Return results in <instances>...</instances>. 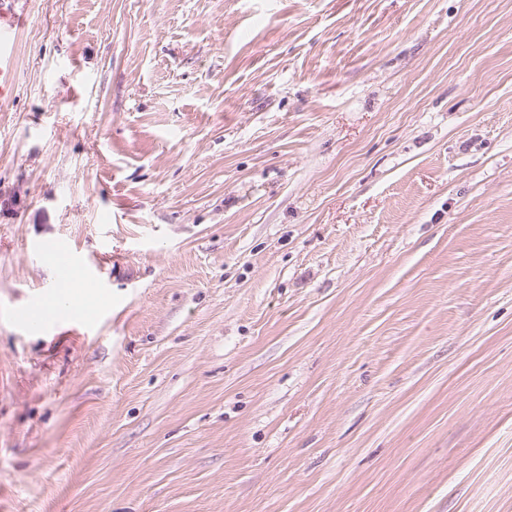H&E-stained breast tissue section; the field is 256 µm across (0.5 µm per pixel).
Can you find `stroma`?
<instances>
[{
	"instance_id": "stroma-1",
	"label": "stroma",
	"mask_w": 512,
	"mask_h": 512,
	"mask_svg": "<svg viewBox=\"0 0 512 512\" xmlns=\"http://www.w3.org/2000/svg\"><path fill=\"white\" fill-rule=\"evenodd\" d=\"M31 8L0 512H512V0ZM38 255L55 272L56 286L54 288L58 289L61 286L81 288L85 294L101 297L100 281L96 276L82 271L71 247L65 242L39 248ZM58 298L57 290H50L25 310V319L32 328H40L50 319Z\"/></svg>"
}]
</instances>
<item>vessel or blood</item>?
Wrapping results in <instances>:
<instances>
[{
	"label": "vessel or blood",
	"mask_w": 512,
	"mask_h": 512,
	"mask_svg": "<svg viewBox=\"0 0 512 512\" xmlns=\"http://www.w3.org/2000/svg\"><path fill=\"white\" fill-rule=\"evenodd\" d=\"M31 18L30 0H0V103L12 95L18 69V46L21 34ZM38 255L50 265L56 277V289L45 292L25 310V319L32 328L42 327L50 319L61 286L82 289L100 296L101 284L94 275L82 271L68 244L60 242L39 249Z\"/></svg>",
	"instance_id": "vessel-or-blood-1"
}]
</instances>
